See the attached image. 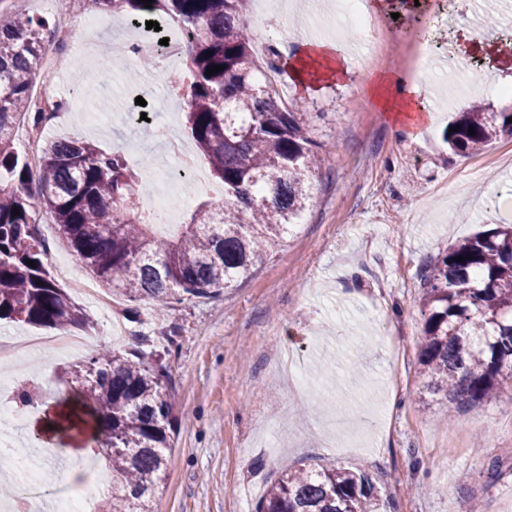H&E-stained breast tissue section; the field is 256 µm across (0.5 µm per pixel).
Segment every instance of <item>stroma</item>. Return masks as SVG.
<instances>
[{
  "mask_svg": "<svg viewBox=\"0 0 512 512\" xmlns=\"http://www.w3.org/2000/svg\"><path fill=\"white\" fill-rule=\"evenodd\" d=\"M271 0L259 28L273 65L275 89L313 118L326 160L312 181L301 225L248 279L216 298L167 310L144 301L112 300L121 337L107 334L104 316L84 293L89 268L61 281L83 308L80 334L89 346L139 351L169 370L173 448L155 512H254L283 465L356 467L375 480L378 512H461L478 500L484 512H512V386L495 403L449 411L443 396H421L418 353L423 320L421 271L452 241L512 224V137L489 142L477 155L449 152L443 132L473 101L501 109L498 89L512 87V0H432L434 86L424 123L380 111L370 88L377 73L408 70L405 24L387 23L396 41L373 70L349 71L303 89L283 60L309 34L344 35L355 58L368 55V34L337 32L336 0ZM102 20L79 0L70 25L80 70L65 67L62 86L92 89L93 107L106 115L79 120L66 112L55 136L89 140L111 151L127 142L126 162H159L160 145L121 118L131 99L106 84L89 59L85 17ZM492 22L487 37L477 25ZM453 50L480 87L443 68ZM42 376L11 379L12 388L44 382L65 390L64 371L85 351L40 354ZM87 408L74 397L42 400L16 446L65 449L71 459L102 458L103 441Z\"/></svg>",
  "mask_w": 512,
  "mask_h": 512,
  "instance_id": "obj_1",
  "label": "stroma"
}]
</instances>
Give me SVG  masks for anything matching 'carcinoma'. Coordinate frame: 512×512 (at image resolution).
<instances>
[{"mask_svg": "<svg viewBox=\"0 0 512 512\" xmlns=\"http://www.w3.org/2000/svg\"><path fill=\"white\" fill-rule=\"evenodd\" d=\"M91 2L131 21L162 13L183 27L189 68L172 91H183L187 137L224 184V206H199L175 239L155 236L139 217L147 203L138 174L121 155L86 140L44 143L31 189L13 133L22 115L35 128L51 118L34 110L32 84L58 19L0 10V320L60 332L87 318L51 276L30 199L52 214L102 282L131 302L169 307L215 297L253 275L302 222L323 161L308 113L259 76L245 32L250 0H153L149 8L140 0ZM211 65L224 69L207 77ZM456 125L446 135L448 149L476 155L492 139L512 135V112L475 106L459 113ZM422 281V391L444 394L450 409L497 398L512 384V226L450 244ZM67 377L68 391L106 434L112 494L98 512H154L171 448L166 367L135 351L95 348ZM376 496L375 481L362 470L285 466L255 512H375Z\"/></svg>", "mask_w": 512, "mask_h": 512, "instance_id": "1", "label": "carcinoma"}]
</instances>
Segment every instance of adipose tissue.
<instances>
[{
  "label": "adipose tissue",
  "instance_id": "obj_1",
  "mask_svg": "<svg viewBox=\"0 0 512 512\" xmlns=\"http://www.w3.org/2000/svg\"><path fill=\"white\" fill-rule=\"evenodd\" d=\"M352 63L348 42H306L288 57L286 67L301 87L311 86L315 75L346 71ZM376 105L385 112H425L431 104L432 91L424 81L405 79L401 73L386 71L377 75L373 87Z\"/></svg>",
  "mask_w": 512,
  "mask_h": 512
}]
</instances>
